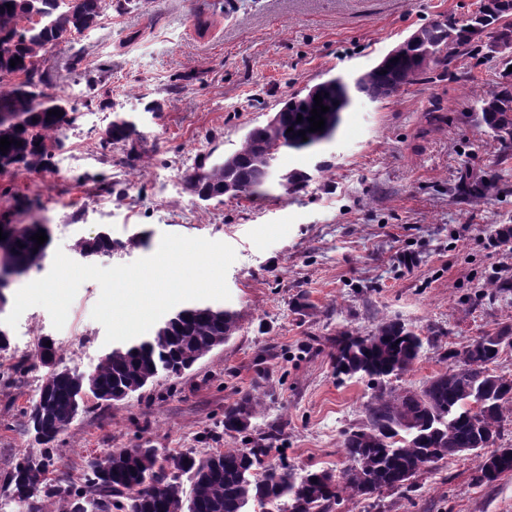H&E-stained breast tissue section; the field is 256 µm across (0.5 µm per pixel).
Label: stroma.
I'll return each mask as SVG.
<instances>
[{
	"label": "stroma",
	"instance_id": "35a3bbf8",
	"mask_svg": "<svg viewBox=\"0 0 512 512\" xmlns=\"http://www.w3.org/2000/svg\"><path fill=\"white\" fill-rule=\"evenodd\" d=\"M480 0H133L104 4L99 24L67 34L47 54L51 89L77 111L56 136L63 147L38 172L0 173V224L37 220L51 245L108 233L107 268L154 254L163 234L221 241L236 259L225 305L238 314L232 338L177 378L158 374L143 391L105 404L86 399L59 435L52 478L78 481L93 458L115 448L190 451L204 457L241 448L270 426L280 452L299 467L339 473L344 430L363 425L367 381L337 376L338 332L361 333L397 319L434 345L396 387H418L447 371L441 355L512 324V294L486 298L490 280L512 276V170L508 191L475 206L455 195L462 171L500 173L499 145L475 93L500 80L497 55L482 48L447 70L420 76L394 96L354 99L335 137L283 151L277 176L252 197L200 201L185 181L208 153L238 147L290 95L331 77L375 66L398 42L442 14L466 19ZM440 106L444 119L429 125ZM133 121L129 141L104 150L113 115ZM325 172H317L319 162ZM312 173L284 197L279 174ZM97 282H84L62 329L48 311L26 310L0 352V479L40 447L28 432L31 404L48 370L20 380L13 364L51 337L58 368L90 373L109 352L91 312ZM249 393L265 410L246 434L224 430V409ZM475 458L440 460L417 477L410 497L387 492L386 512H512V475L474 481Z\"/></svg>",
	"mask_w": 512,
	"mask_h": 512
}]
</instances>
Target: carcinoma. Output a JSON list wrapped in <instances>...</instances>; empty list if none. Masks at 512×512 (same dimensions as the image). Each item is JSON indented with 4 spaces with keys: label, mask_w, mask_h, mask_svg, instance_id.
Masks as SVG:
<instances>
[{
    "label": "carcinoma",
    "mask_w": 512,
    "mask_h": 512,
    "mask_svg": "<svg viewBox=\"0 0 512 512\" xmlns=\"http://www.w3.org/2000/svg\"><path fill=\"white\" fill-rule=\"evenodd\" d=\"M12 8H7V5ZM102 0H0V138L15 143L0 152L17 167L29 171L46 168L53 151L62 146L55 133L74 123L76 109L63 111L67 99L46 93L43 66L49 48L65 33L81 34L97 26ZM512 35V0H491L481 16L465 24L446 16L418 29V39L399 55L398 62L377 64L347 82L340 77L315 85L302 97L296 95L265 124L247 131L240 146L201 163L191 175L199 200H218L226 194L248 196L267 182L279 154L301 150L327 141L336 133L341 113L356 96L370 101L385 99L386 91L399 92L427 71L446 67L451 61L474 56L486 30ZM19 58L15 66L10 60ZM327 94L322 104L325 127L309 131L314 96ZM482 122L500 145L497 163L512 159V72L502 71L496 89L479 97ZM58 110L60 115H49ZM303 121L297 122V116ZM293 131H288V128ZM305 131V136L298 131ZM135 124H114L100 138L104 150L128 141ZM311 176L303 171L286 172L279 186L285 197L304 190ZM496 188L491 179L466 174L454 187L462 198L481 199ZM45 229L38 222L8 225L0 240V260L6 259L23 276L41 267L49 242L36 245L31 236ZM24 247H18V244ZM112 238L100 235L80 239L74 249L85 257L112 253ZM238 329L237 313L221 307L193 306L178 310L154 335L119 348L94 370L93 382L100 390L139 391L160 372L178 378L185 361L211 351L215 341L229 340ZM431 340L422 338L396 320H381L365 334L343 331L336 336V376L359 375L373 390L364 407L366 421L358 429L343 432L341 448L346 466L335 475L316 469L297 470L284 462L265 464L280 430L270 428L250 448H227L204 458L190 452L169 453L161 465L138 459L127 448L110 452L112 469L103 471L90 463L79 483H50L48 465L57 437L67 431L78 415L88 387L79 374L52 371L40 389L29 419L35 437L43 446L40 455H27L43 467L32 479L18 462L6 473L4 484L14 497L31 502L30 512H248L252 503H268L277 512H334L345 498L361 497L372 508H382L386 491L403 497L417 490L415 478L430 465L454 452L486 459L478 463L475 482L492 484L505 471L512 472V446L484 448L485 437L471 421L472 403H482L485 424L493 428L494 440L503 436L512 422V378L496 373L500 350L480 336L460 350L442 354L456 374L443 373L419 388L422 399L390 385L392 378L412 370ZM263 400L247 394L224 409V431L243 432L260 412ZM189 488H184V483Z\"/></svg>",
    "instance_id": "obj_1"
}]
</instances>
